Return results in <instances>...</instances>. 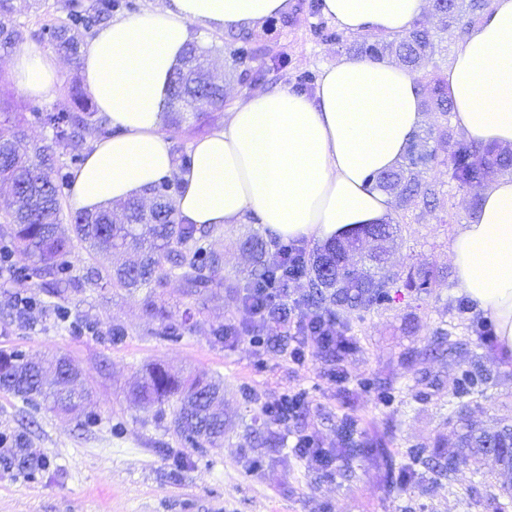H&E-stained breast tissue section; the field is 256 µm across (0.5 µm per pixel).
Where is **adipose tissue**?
Here are the masks:
<instances>
[{"instance_id":"adipose-tissue-1","label":"adipose tissue","mask_w":512,"mask_h":512,"mask_svg":"<svg viewBox=\"0 0 512 512\" xmlns=\"http://www.w3.org/2000/svg\"><path fill=\"white\" fill-rule=\"evenodd\" d=\"M289 7V0H159L99 27L83 47L82 71L114 133L95 140L75 171L73 209L93 212L174 177L186 224L219 229L253 218L280 239L324 243L389 221L391 199L369 178L398 165L424 119L416 75L398 65L345 55L323 68L313 93L284 85L243 98L223 127L191 144L186 166L176 160L164 131L168 88L193 26L238 31ZM427 7L428 0L322 2L346 33L389 37ZM9 66L33 99L59 71L52 54L38 51ZM442 77L454 122L471 141L512 146V0H492ZM450 257L459 292L512 351V175L482 191Z\"/></svg>"}]
</instances>
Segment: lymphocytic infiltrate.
<instances>
[{
    "label": "lymphocytic infiltrate",
    "instance_id": "obj_1",
    "mask_svg": "<svg viewBox=\"0 0 512 512\" xmlns=\"http://www.w3.org/2000/svg\"><path fill=\"white\" fill-rule=\"evenodd\" d=\"M306 259V251L299 244L282 245L270 263V279L250 289L243 308L258 324L257 333L249 338L254 355H263L270 340L281 335L293 339L289 357L299 365L305 363L306 350L311 346L327 353L332 364L353 351L354 343L335 314L309 312L300 300L290 297L288 286L304 276ZM305 399L300 390L282 392L262 402L261 416L268 425L288 426L300 416Z\"/></svg>",
    "mask_w": 512,
    "mask_h": 512
}]
</instances>
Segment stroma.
I'll return each mask as SVG.
<instances>
[{
    "label": "stroma",
    "mask_w": 512,
    "mask_h": 512,
    "mask_svg": "<svg viewBox=\"0 0 512 512\" xmlns=\"http://www.w3.org/2000/svg\"><path fill=\"white\" fill-rule=\"evenodd\" d=\"M65 0H13L23 24V49L39 50L32 34L41 24L63 19ZM337 27L321 10V0H291L286 15L251 27L241 60L231 58L225 35L210 34L205 45L223 79L224 107L207 124L183 133L184 144L223 126L237 102L248 95L318 79L322 68L344 55ZM262 70L254 84L242 75ZM82 70L62 60L60 75L41 99L29 98L11 70L0 73V118L28 115L65 101L71 84H83ZM441 190L431 213L393 210L399 231L390 254L393 270L412 267L434 272L426 292H392L390 301L367 312H342L355 341L340 367L342 383L323 375L318 350L298 366L277 348L255 357L248 341L214 337L217 328L241 325L244 316L226 288L198 306L177 278L159 293L179 338L161 335L159 321L146 312L141 294L101 283L84 284L91 261L83 248L68 271L79 285L54 295L39 280L22 284L11 269L28 259L10 250L0 272V349L30 356L68 357L86 376L93 403L79 416L57 417L43 405L28 404L0 391V512H512L490 461L463 468L442 484L404 470L412 448H441L456 453L457 438L448 422V392L463 384L465 356L447 362L422 359L420 350L439 328L452 329L469 349L483 345L489 317L460 295L449 257L455 232L475 217L472 196L451 178L449 165L424 173ZM257 224H237L216 233L224 253V280L246 287L252 267L239 243L258 232ZM31 302L21 310L17 299ZM180 377L203 375L224 384V445L195 449L172 427L173 412L163 418L145 413L127 396L130 386L151 364ZM487 365L496 381L486 398L471 406L472 423L493 426L512 420V352L493 345ZM307 394L296 431L314 433L324 447H336L346 419L357 424L356 441H379L389 449L391 476L378 474L361 457L338 461L325 476L298 457L291 445L255 447L246 428L259 419V400L286 390ZM40 466L29 472L6 465L16 437ZM262 460L255 471L253 460Z\"/></svg>",
    "instance_id": "stroma-1"
}]
</instances>
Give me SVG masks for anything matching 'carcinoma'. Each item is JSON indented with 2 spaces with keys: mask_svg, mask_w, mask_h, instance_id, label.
Returning <instances> with one entry per match:
<instances>
[{
  "mask_svg": "<svg viewBox=\"0 0 512 512\" xmlns=\"http://www.w3.org/2000/svg\"><path fill=\"white\" fill-rule=\"evenodd\" d=\"M490 0H430L432 17L441 27H460L465 30L479 23L489 8ZM122 7L120 0H68L66 18L57 24L43 25L35 36L37 41L80 64V48L86 35L104 24L112 11ZM12 0H0V61L7 60L24 41V26L13 18ZM347 51L357 56L382 61L396 58L417 75L422 94V105L429 112L440 115L441 123L412 135L402 161L390 171L373 176L375 187L393 195L399 208L406 212L421 209L433 211L440 190L423 180L424 170L433 164L451 163V178L459 185L478 191L485 174L494 168L512 171V153L500 147L477 148L452 139L448 131V116L453 106L445 92L444 82L425 70V61L441 52L438 28L429 18L414 22L411 28L391 38H365L347 44ZM209 51L195 44L189 45L170 85V112L173 128L179 129L184 112L193 111V117L203 122L206 109H218L224 104V88L210 85L204 78L202 64ZM32 122L49 128L51 136L40 144L27 140L23 118L17 122L0 124V173L14 178L11 208L0 214V233L10 237L14 247L33 258V265L20 278L33 276L50 279L49 285L59 288L71 280L59 277L68 264L67 257L74 243L85 245L89 258H109L112 253L125 249L142 251L139 261L117 266L94 267L86 281L97 285L106 280L112 287L130 293L145 292L144 302L150 313L161 320V334L173 338L180 336V328L164 316V305L156 289L164 281L176 276L190 296H204L213 286H224V254L217 249L205 251L199 258L197 243L212 236L215 228L183 224L178 221L175 205L176 184L166 181L167 191L159 196L157 208L144 217L140 199L122 203V217L116 218L112 208L94 213H78L74 223L60 221L61 201L70 193V169L84 162L82 146L85 133L94 131L99 137L112 135L107 119L97 116L88 98L77 87L70 90V102L50 109L35 108ZM68 157L65 167L54 166L53 157ZM397 225L369 224L351 235L323 245L309 258L306 274L308 291L305 304L313 310H326L336 315L342 311L365 310L390 300L393 289L403 286L418 291L429 285L431 270L419 268L406 277L385 266L378 255H361L358 241L367 235L382 236L385 242L394 239ZM258 234L247 236L240 244L252 257L251 283H262L270 275L265 264L268 244ZM464 343L441 331L425 349V355L445 359L462 349ZM72 371L63 357L52 367L34 363L22 353L0 350V389L27 402L41 400L56 414L82 406L88 399L86 389L64 392L57 388L58 379ZM483 356L474 353L468 361L465 381L468 386L458 388L453 395L461 398L475 393L488 383ZM133 395L139 407L157 414L164 406L175 403L173 431L181 440L193 447L203 443L215 444L224 439V389L217 381L203 377L179 379L163 365L155 364L145 370L143 380L134 388ZM457 411L460 427V452L455 455H425V450H412L413 463L420 464L439 476L461 466L476 464L493 453L503 459L512 456V425L505 423L496 430L473 428L467 423L466 408ZM25 440L15 441L13 460L23 469L38 467V463L25 453ZM345 456L368 457L388 463L384 448L366 442L341 449Z\"/></svg>",
  "mask_w": 512,
  "mask_h": 512,
  "instance_id": "1",
  "label": "carcinoma"
}]
</instances>
